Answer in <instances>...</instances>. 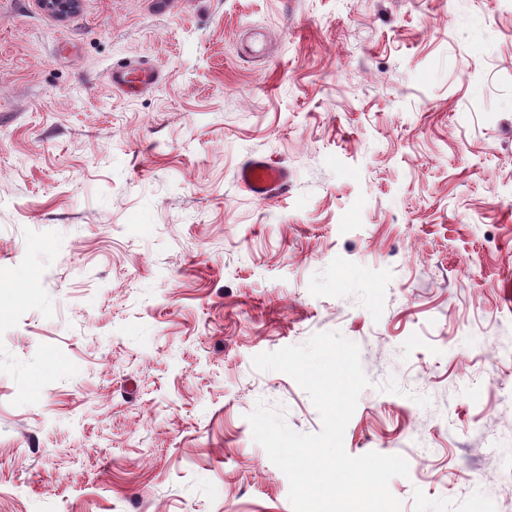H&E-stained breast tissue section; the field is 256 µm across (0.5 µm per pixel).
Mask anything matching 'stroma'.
Returning a JSON list of instances; mask_svg holds the SVG:
<instances>
[{
  "mask_svg": "<svg viewBox=\"0 0 512 512\" xmlns=\"http://www.w3.org/2000/svg\"><path fill=\"white\" fill-rule=\"evenodd\" d=\"M321 331L403 512H512V0H0V512H293ZM112 86L127 97H135L150 90L158 80L153 65H131L118 61L112 66ZM238 180L256 198L266 199L280 192L288 182L286 170L265 158H254L238 172Z\"/></svg>",
  "mask_w": 512,
  "mask_h": 512,
  "instance_id": "obj_1",
  "label": "stroma"
}]
</instances>
